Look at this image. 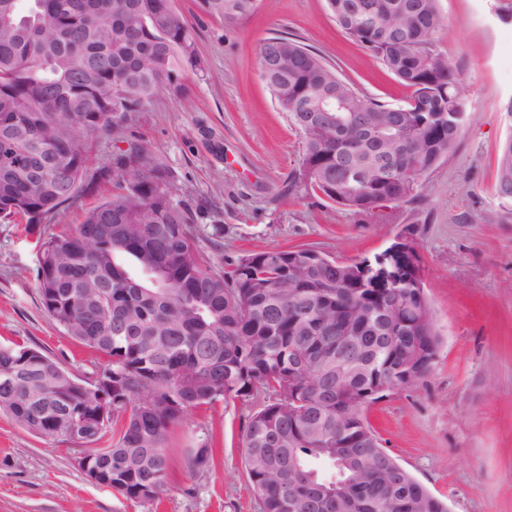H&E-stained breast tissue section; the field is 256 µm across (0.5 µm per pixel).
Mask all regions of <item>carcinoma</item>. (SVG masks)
Masks as SVG:
<instances>
[{"label": "carcinoma", "mask_w": 512, "mask_h": 512, "mask_svg": "<svg viewBox=\"0 0 512 512\" xmlns=\"http://www.w3.org/2000/svg\"><path fill=\"white\" fill-rule=\"evenodd\" d=\"M326 0L336 24L404 86L390 106L362 95L317 52L287 36L260 48L282 67L263 72L299 131L296 178L329 201L373 212L417 197L422 178L456 147L463 79L433 49L439 0ZM233 24L253 0H204ZM202 69L192 29L172 0H0V220L36 223L94 181L116 189L79 224L40 246L42 305L68 336L106 358L96 380L62 386L55 362L0 345V411L32 434L101 440L112 416L126 424L96 466L129 500L151 501L168 475L170 427L195 408L271 391L247 417L242 448L260 512H448L382 446L367 418L376 388L421 380L439 335L416 254L394 253L395 280L378 261H340L312 247L247 254L227 271L203 269L191 211L174 200L167 170L137 141L90 179L86 140L122 122L161 90L186 94ZM328 94L342 110L303 120ZM496 193L511 205L512 135L499 150ZM394 325L393 342L378 343ZM356 329L367 340L347 348ZM112 383V399L102 400ZM107 408L103 420L95 415Z\"/></svg>", "instance_id": "obj_1"}]
</instances>
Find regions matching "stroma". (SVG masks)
<instances>
[{"label":"stroma","instance_id":"obj_1","mask_svg":"<svg viewBox=\"0 0 512 512\" xmlns=\"http://www.w3.org/2000/svg\"><path fill=\"white\" fill-rule=\"evenodd\" d=\"M195 34L200 70L188 98L160 92L88 145V174L138 139L165 165L184 202L204 268L221 270L251 252L296 245L342 261L371 257L403 240L417 252L440 332L426 378L372 405L384 448L448 503L449 512H512V221L496 194L500 144L512 135V0H440L433 47L465 85L458 146L423 179L419 198L356 214L293 184L301 137L262 77L263 42L283 34L321 53L367 98L400 105L409 95L369 51L339 28L325 0H256L228 25L203 0H173ZM113 189L102 183L44 223L0 222V344L36 349L85 382L103 355L64 334L37 288V241L80 223ZM269 400L218 401L189 411L170 432L164 493L124 498L78 467L70 440L33 435L0 413V512H259L243 450L245 418ZM207 446V466H190Z\"/></svg>","mask_w":512,"mask_h":512}]
</instances>
